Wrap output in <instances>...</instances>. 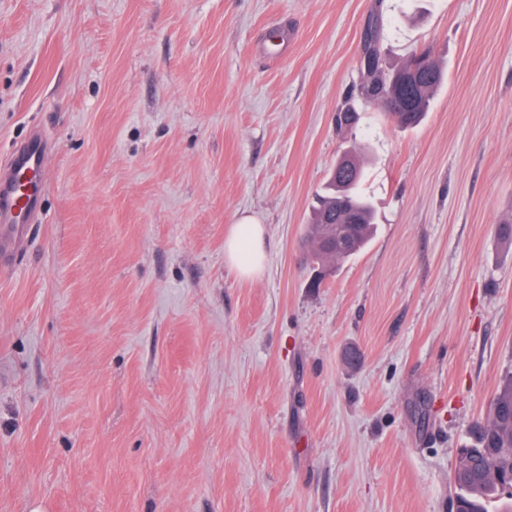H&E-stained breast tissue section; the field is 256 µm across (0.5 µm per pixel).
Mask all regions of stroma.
<instances>
[{"label":"stroma","mask_w":512,"mask_h":512,"mask_svg":"<svg viewBox=\"0 0 512 512\" xmlns=\"http://www.w3.org/2000/svg\"><path fill=\"white\" fill-rule=\"evenodd\" d=\"M375 3L0 0V172L51 147L0 269V512H453L512 376V0H386L387 68L445 74L406 129L350 94ZM346 152L377 229L315 288ZM266 230L253 216L244 215L233 224L224 240V259L242 278L262 274L266 260Z\"/></svg>","instance_id":"stroma-1"}]
</instances>
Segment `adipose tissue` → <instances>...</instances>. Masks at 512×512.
Instances as JSON below:
<instances>
[{
  "label": "adipose tissue",
  "mask_w": 512,
  "mask_h": 512,
  "mask_svg": "<svg viewBox=\"0 0 512 512\" xmlns=\"http://www.w3.org/2000/svg\"><path fill=\"white\" fill-rule=\"evenodd\" d=\"M224 259L240 277L253 279L261 275L266 260L264 225L253 216H242L224 241Z\"/></svg>",
  "instance_id": "obj_1"
}]
</instances>
